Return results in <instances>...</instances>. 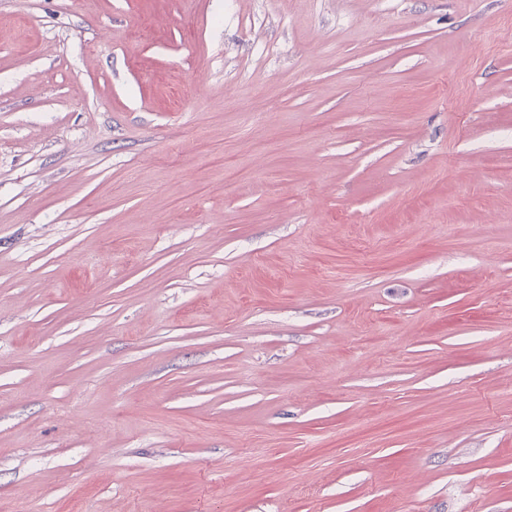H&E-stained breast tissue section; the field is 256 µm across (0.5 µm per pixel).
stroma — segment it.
<instances>
[{
    "label": "stroma",
    "mask_w": 512,
    "mask_h": 512,
    "mask_svg": "<svg viewBox=\"0 0 512 512\" xmlns=\"http://www.w3.org/2000/svg\"><path fill=\"white\" fill-rule=\"evenodd\" d=\"M0 512H512V0H0Z\"/></svg>",
    "instance_id": "stroma-1"
}]
</instances>
